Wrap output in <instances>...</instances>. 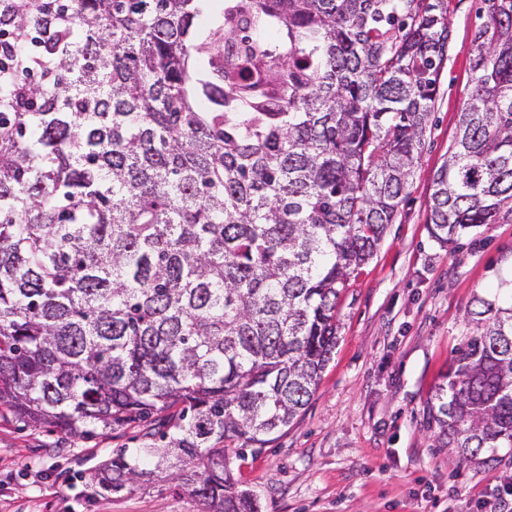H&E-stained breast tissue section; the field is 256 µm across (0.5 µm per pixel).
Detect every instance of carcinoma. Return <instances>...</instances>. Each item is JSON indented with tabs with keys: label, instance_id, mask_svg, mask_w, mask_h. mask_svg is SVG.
<instances>
[{
	"label": "carcinoma",
	"instance_id": "carcinoma-1",
	"mask_svg": "<svg viewBox=\"0 0 512 512\" xmlns=\"http://www.w3.org/2000/svg\"><path fill=\"white\" fill-rule=\"evenodd\" d=\"M233 2L245 22L0 0V401L65 436L143 426L81 473L101 496L162 476L201 512H260L231 460L313 396L448 58V0ZM481 12L441 245L512 216V0ZM469 315L429 412L462 463L512 447V289Z\"/></svg>",
	"mask_w": 512,
	"mask_h": 512
}]
</instances>
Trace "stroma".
Wrapping results in <instances>:
<instances>
[{
	"mask_svg": "<svg viewBox=\"0 0 512 512\" xmlns=\"http://www.w3.org/2000/svg\"><path fill=\"white\" fill-rule=\"evenodd\" d=\"M480 0H448L450 42L405 201L338 303V343L283 433L234 461L261 512H479L512 487V448L460 463L436 445L429 405L476 335L472 300L512 278V219L442 246L428 231L433 176L448 155L472 75ZM140 428L67 437L0 404V512H199L173 484L97 496L80 474L136 448Z\"/></svg>",
	"mask_w": 512,
	"mask_h": 512,
	"instance_id": "obj_1",
	"label": "stroma"
}]
</instances>
